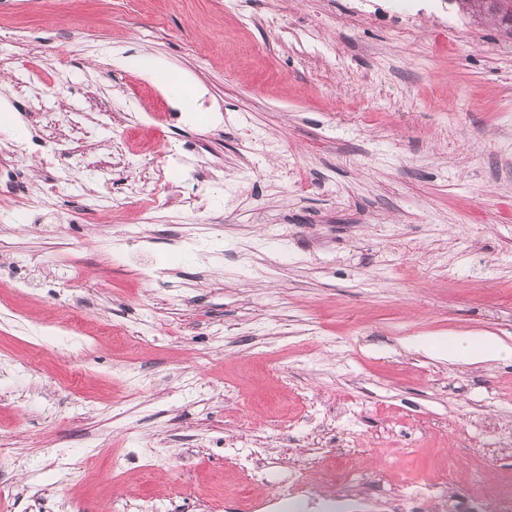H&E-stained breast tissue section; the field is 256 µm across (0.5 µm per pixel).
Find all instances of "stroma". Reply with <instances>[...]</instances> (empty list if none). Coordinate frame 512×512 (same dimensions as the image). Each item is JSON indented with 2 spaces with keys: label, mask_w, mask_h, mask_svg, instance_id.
<instances>
[{
  "label": "stroma",
  "mask_w": 512,
  "mask_h": 512,
  "mask_svg": "<svg viewBox=\"0 0 512 512\" xmlns=\"http://www.w3.org/2000/svg\"><path fill=\"white\" fill-rule=\"evenodd\" d=\"M1 105L31 152L0 131V512H241L234 451L361 466L375 493L296 506L388 512L462 446L448 498L489 512L512 357L444 347L512 345V31L456 0H0ZM448 354L468 363H476L501 355H511L512 348L493 336L464 337L448 343Z\"/></svg>",
  "instance_id": "stroma-1"
}]
</instances>
